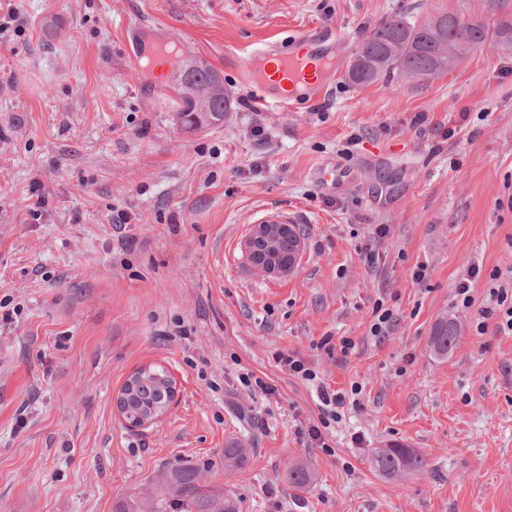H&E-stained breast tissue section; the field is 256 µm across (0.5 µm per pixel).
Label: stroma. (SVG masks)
Masks as SVG:
<instances>
[{
	"instance_id": "obj_1",
	"label": "stroma",
	"mask_w": 512,
	"mask_h": 512,
	"mask_svg": "<svg viewBox=\"0 0 512 512\" xmlns=\"http://www.w3.org/2000/svg\"><path fill=\"white\" fill-rule=\"evenodd\" d=\"M447 11L491 24L512 0H0V512H116L175 460L242 512H512V334L482 315L491 275L512 284V51L427 80L344 79L382 19ZM134 21L232 92L223 124H177L175 79L154 89L131 60ZM320 24L338 62L322 96L258 108L234 56ZM276 212L306 240L268 279L242 241ZM380 304L393 318L375 337ZM445 316L461 333L439 359ZM278 351L362 387L321 440L316 389ZM148 366L178 398L132 431L113 399ZM233 441L251 456L230 474ZM392 444L424 469L380 475L372 454ZM297 462L310 488L288 486ZM459 336V328L452 318L440 320L433 331L430 340L432 354L440 359L448 358L453 351Z\"/></svg>"
}]
</instances>
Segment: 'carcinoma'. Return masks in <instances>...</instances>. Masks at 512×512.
<instances>
[{
    "instance_id": "carcinoma-1",
    "label": "carcinoma",
    "mask_w": 512,
    "mask_h": 512,
    "mask_svg": "<svg viewBox=\"0 0 512 512\" xmlns=\"http://www.w3.org/2000/svg\"><path fill=\"white\" fill-rule=\"evenodd\" d=\"M512 48V21L505 19L493 25L467 19L454 12H442L424 21H409L403 14L387 17L358 46L361 79L371 85L395 76L432 78L447 74L471 50L485 44ZM195 88L204 91L210 113L198 111V101L178 91L182 124L195 130L206 124L222 123L224 96L216 87L208 69L198 70L193 78ZM459 336L457 323L451 318L440 320L430 340L432 354L445 359L453 351ZM169 373L161 366L142 367L135 372L132 384L124 385L129 399L123 405L128 420L149 417L166 409L170 398ZM250 449L233 444L224 449V470L244 469ZM374 468L386 477L419 471L426 465L424 457L414 448L392 445L375 451ZM290 486L301 488L313 481L311 472L295 465L286 473ZM164 493L148 498L118 512H239L238 500L227 493L205 489L200 484V470L181 464H171L161 476Z\"/></svg>"
}]
</instances>
